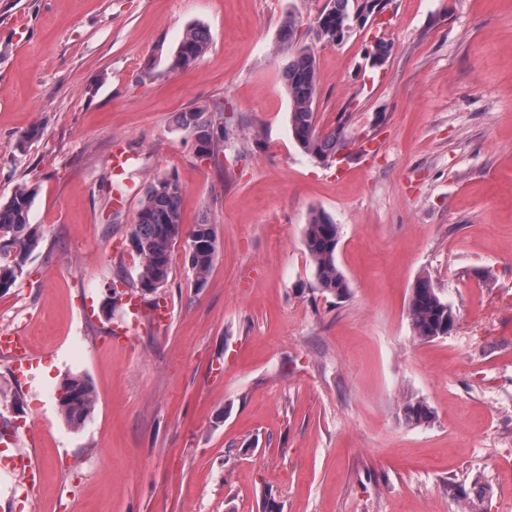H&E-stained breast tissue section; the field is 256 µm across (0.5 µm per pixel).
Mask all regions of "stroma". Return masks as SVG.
<instances>
[{
	"instance_id": "obj_1",
	"label": "stroma",
	"mask_w": 512,
	"mask_h": 512,
	"mask_svg": "<svg viewBox=\"0 0 512 512\" xmlns=\"http://www.w3.org/2000/svg\"><path fill=\"white\" fill-rule=\"evenodd\" d=\"M324 3L0 0V202L35 187L43 234L0 293V336L36 354L20 378L0 358V512H468L480 490V512H512V0H389L336 43L312 29ZM289 14L345 159L292 138ZM197 24L206 53L171 70ZM219 105L228 137L199 158L176 116ZM159 177L219 242L199 288L178 240L164 325L147 298L107 314ZM315 210L339 226L341 298L303 244ZM423 275L454 314L432 342L407 315ZM70 373L97 394L79 429L57 408ZM409 401L430 419L406 423Z\"/></svg>"
}]
</instances>
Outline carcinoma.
<instances>
[{
	"instance_id": "obj_1",
	"label": "carcinoma",
	"mask_w": 512,
	"mask_h": 512,
	"mask_svg": "<svg viewBox=\"0 0 512 512\" xmlns=\"http://www.w3.org/2000/svg\"><path fill=\"white\" fill-rule=\"evenodd\" d=\"M378 0H327L319 11L314 30L317 39L336 42L344 37L351 14L373 13ZM296 22L288 15L281 26V44L290 50L284 82L291 104L290 124L294 140L303 153L322 162L335 158L347 148L345 125L322 131L318 128L314 104L318 93L316 59L305 49H292ZM209 46V35L200 26L188 28L176 50L172 68H185L197 61ZM179 127L195 138L200 157L216 158L228 133L221 112L194 109L177 116ZM182 187L175 179L158 178L148 186L136 213L129 244L141 259L136 280L126 283L127 294L144 295L158 292L169 279L172 250L183 234L181 218ZM34 189L24 185L17 188L8 201L0 203V293L8 291L22 278L28 259L38 248L42 235L37 225L29 222ZM339 227L323 211L311 213L305 225L304 245L310 255L317 287L336 297L348 293L349 284L336 260ZM218 251L213 225L203 220L188 233L186 261L192 270L195 284L202 287L212 271ZM448 302L428 278L418 279L411 291L408 317L416 336L434 341L448 336L452 329ZM58 410L64 421L73 428L85 425L96 408L97 398L89 378L70 373L60 383ZM404 419L419 424L431 417L430 409L422 402L404 406Z\"/></svg>"
}]
</instances>
